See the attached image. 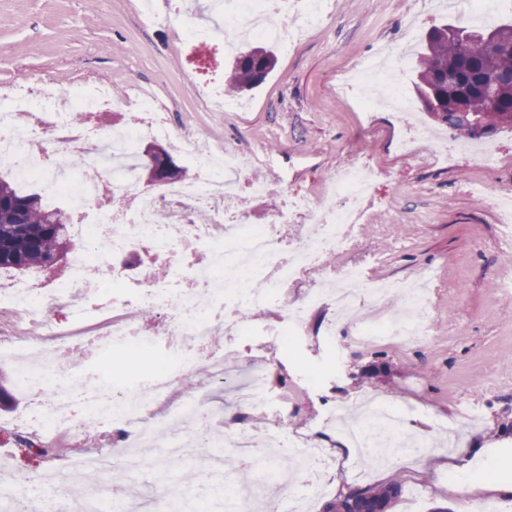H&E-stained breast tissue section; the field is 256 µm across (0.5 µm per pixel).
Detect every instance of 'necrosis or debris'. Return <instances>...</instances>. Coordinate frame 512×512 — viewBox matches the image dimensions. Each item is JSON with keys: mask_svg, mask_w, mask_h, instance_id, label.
<instances>
[{"mask_svg": "<svg viewBox=\"0 0 512 512\" xmlns=\"http://www.w3.org/2000/svg\"><path fill=\"white\" fill-rule=\"evenodd\" d=\"M291 3L314 25L321 22L327 6V0H210L212 10L224 13L227 31L195 26L188 37L218 41L228 51L255 37L285 47L290 42L288 28L273 24L272 18ZM400 72L394 56L385 67L352 68L346 81L368 89L365 108L386 106L403 113L407 107L398 87ZM112 103L110 85L103 81L79 87L38 83L0 94V167L10 170L20 184H39L47 201L66 198L71 233L96 240L94 248L73 255L67 280L51 290L35 288L28 280L0 278V308L10 311L9 329L25 325L36 336L24 345L0 341V362L14 369L18 388L30 401L27 410L12 419V427L36 431L46 447L78 435L88 425L113 438L107 454L71 459V470L105 471L113 464L134 470L148 455L159 470L173 455L182 454L195 442L198 424H211L213 416L203 389L172 403L176 378L195 369L217 333H247L250 310L288 305L286 320L267 330L288 344L302 334L306 317L316 309L330 304L339 315H352L361 297L380 304L400 294L406 306L393 317H354L357 335L405 344L431 334L427 296L409 282L367 279L357 265L328 273L300 302L288 300L300 271L317 264L324 253L349 250L366 224L370 169L341 166L331 191L320 198L283 197L271 223L257 230L237 218L247 203L239 187L244 184L249 192L262 194L270 191V184L250 181L248 166L236 152H225L217 162L209 140H184L155 95L143 86L134 85L123 102L137 111L136 125L91 135L71 126V112ZM146 137L186 141L187 151L200 166L199 176L150 194L139 192L131 159ZM90 164L99 168L108 185L106 196H99L95 184L84 179L83 170ZM201 200L209 220L197 224L188 218L187 208ZM161 209L168 213V223L156 221ZM303 215L309 217V226L293 243H286V227ZM144 243L155 257L170 260L168 275L124 281L120 259ZM93 269L112 276L111 299H104L100 281L90 279ZM58 304L70 308L74 324L90 322L100 330L87 340L89 363L84 368L67 362L70 342L50 315ZM144 306L168 313L163 337L153 336L138 322L136 311ZM161 341L169 354L151 367L144 387L129 388L97 368L112 353L142 359ZM268 379L267 365L259 362L249 365L245 379H231L230 392L245 415L225 421L223 434L210 438L224 467L225 490H233L239 463L259 468L263 481L283 480L285 473L277 463L281 450L288 451L296 466L313 467L314 482L322 480L324 452H308L303 436L290 435L272 446L254 433L253 411L275 417L283 410L282 401L268 397ZM331 414L352 456L369 466L419 455L432 446L426 437H410L404 415L380 398L352 419L339 407ZM31 480L54 488L53 498L35 500L33 512H126L123 501L96 486L75 487L57 468H46Z\"/></svg>", "mask_w": 512, "mask_h": 512, "instance_id": "obj_1", "label": "necrosis or debris"}]
</instances>
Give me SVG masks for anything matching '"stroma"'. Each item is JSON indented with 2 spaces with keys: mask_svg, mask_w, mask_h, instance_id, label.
Instances as JSON below:
<instances>
[{
  "mask_svg": "<svg viewBox=\"0 0 512 512\" xmlns=\"http://www.w3.org/2000/svg\"><path fill=\"white\" fill-rule=\"evenodd\" d=\"M434 13L429 0H332L321 26L307 30L288 51H277L273 71L243 95L238 112L206 103L205 77H224L230 56L187 45L186 21L149 23L139 0H0V89L33 82L111 83L124 99L130 83L152 87L167 106L169 123L187 138L207 136L250 158L252 179L272 183L249 198L243 222L269 224L283 193L322 192L336 169L364 164L375 173L371 220L346 253L324 256L289 294L298 299L330 269L356 263L371 279L414 280L430 272L431 336L409 344L367 343L352 328L333 341L322 335L333 312L307 318L305 335L287 347L266 335L285 316L274 304L249 312L256 333L223 344L224 365L244 373L251 360L269 368V397L288 402V420H259L270 436L282 429L314 434L329 406L354 410L381 396L401 410L408 430L439 435L457 430L454 445L375 471L368 485L398 481L390 512H430L435 505L461 512L465 498L510 501L485 489L487 478L512 480V250L503 244L496 195L512 193V131L491 137L498 150L486 163L446 158L443 131L418 115L423 130L415 153L399 141L406 118L379 108L359 110L339 74L369 61L382 46L418 45L435 25L457 24ZM331 488L306 505L327 503L360 487L340 437L323 440ZM0 448L12 467L32 475L46 465L18 431L0 427ZM213 447L170 466L175 487L192 491L199 512H222L209 498L213 482L204 460Z\"/></svg>",
  "mask_w": 512,
  "mask_h": 512,
  "instance_id": "stroma-1",
  "label": "stroma"
}]
</instances>
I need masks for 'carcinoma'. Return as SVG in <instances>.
I'll return each mask as SVG.
<instances>
[{
    "mask_svg": "<svg viewBox=\"0 0 512 512\" xmlns=\"http://www.w3.org/2000/svg\"><path fill=\"white\" fill-rule=\"evenodd\" d=\"M479 29L449 26L425 41L418 55L416 92L425 111L436 122L459 136L479 140L505 127L512 128V34L493 43ZM275 55L266 46H254L247 57L237 55L228 72V87L243 91L260 84L275 66ZM459 74L448 88V71ZM461 94L470 113L479 116L480 128L473 127L448 106V97ZM67 210L50 208L43 196L19 191L13 182L0 178V270L24 274L52 267L85 243L68 231ZM401 492L396 483L358 488L390 507Z\"/></svg>",
    "mask_w": 512,
    "mask_h": 512,
    "instance_id": "cac0c4a2",
    "label": "carcinoma"
}]
</instances>
